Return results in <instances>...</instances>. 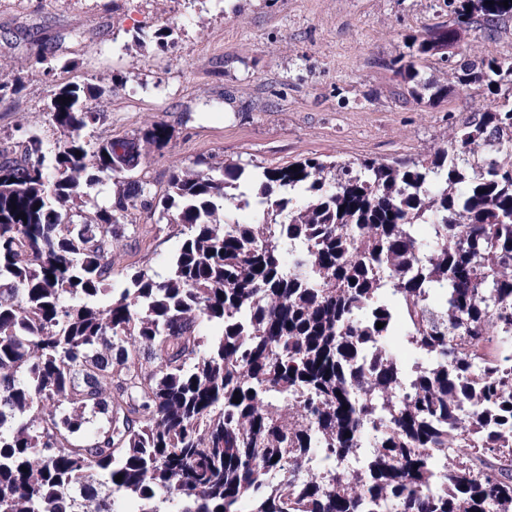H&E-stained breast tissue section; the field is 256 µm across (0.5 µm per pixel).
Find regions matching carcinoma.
I'll use <instances>...</instances> for the list:
<instances>
[{
	"mask_svg": "<svg viewBox=\"0 0 512 512\" xmlns=\"http://www.w3.org/2000/svg\"><path fill=\"white\" fill-rule=\"evenodd\" d=\"M448 8L411 56L446 62L448 31L491 36L512 19L503 0ZM30 67L68 62L42 44ZM387 68L421 85L405 56ZM26 78L1 69L0 102ZM454 79L493 94L512 85V57ZM101 93L54 92L59 145L32 130L0 144V512H512V448L498 446L512 433V109L473 113L418 161L201 160L159 197L131 174L171 131L87 141L101 113L84 97ZM105 179L123 189L74 220L64 207ZM250 205L262 223L215 219ZM158 207L181 226L169 273L114 287L118 229L136 234L135 212ZM407 337L404 401L385 356ZM362 365L364 405L350 391ZM474 399L464 429L457 408ZM467 434L468 452L449 453ZM365 442L378 452L350 475L301 467Z\"/></svg>",
	"mask_w": 512,
	"mask_h": 512,
	"instance_id": "carcinoma-1",
	"label": "carcinoma"
}]
</instances>
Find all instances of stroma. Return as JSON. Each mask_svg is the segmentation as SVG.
<instances>
[{
  "label": "stroma",
  "instance_id": "stroma-1",
  "mask_svg": "<svg viewBox=\"0 0 512 512\" xmlns=\"http://www.w3.org/2000/svg\"><path fill=\"white\" fill-rule=\"evenodd\" d=\"M444 0H0V66L28 71L24 98L0 103V140L37 130L61 141L48 105L58 87L91 82L103 99L88 140L125 137L143 124L172 131L143 168L164 194L172 171L197 161L278 166L314 156L359 161L421 160L453 144L470 113L512 109V97L475 83L437 101L411 93L386 68L410 36L447 22ZM173 31L167 49L152 32ZM56 45L70 65L29 68L38 42ZM512 56V20L495 38L468 31L454 65L478 68ZM135 239H120L112 272L167 273L180 240L162 211L135 215Z\"/></svg>",
  "mask_w": 512,
  "mask_h": 512
}]
</instances>
